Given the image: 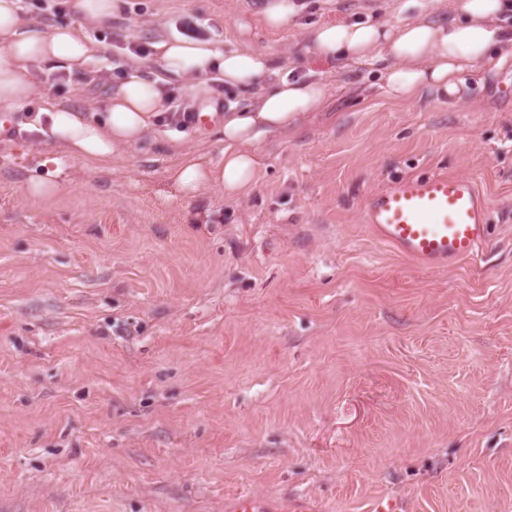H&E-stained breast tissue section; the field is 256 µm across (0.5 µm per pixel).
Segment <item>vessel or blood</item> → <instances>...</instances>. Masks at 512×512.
Segmentation results:
<instances>
[{
	"instance_id": "b4317fda",
	"label": "vessel or blood",
	"mask_w": 512,
	"mask_h": 512,
	"mask_svg": "<svg viewBox=\"0 0 512 512\" xmlns=\"http://www.w3.org/2000/svg\"><path fill=\"white\" fill-rule=\"evenodd\" d=\"M364 219L380 242L426 269L477 257L489 240L487 203L467 176L399 180L369 199Z\"/></svg>"
}]
</instances>
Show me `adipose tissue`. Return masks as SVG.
Wrapping results in <instances>:
<instances>
[{
    "label": "adipose tissue",
    "mask_w": 512,
    "mask_h": 512,
    "mask_svg": "<svg viewBox=\"0 0 512 512\" xmlns=\"http://www.w3.org/2000/svg\"><path fill=\"white\" fill-rule=\"evenodd\" d=\"M122 0H72L79 25L45 31L23 27L16 0H0V104L24 107L34 92L33 71L49 66L84 68L92 49L82 22L100 21L119 12ZM512 42V0H452L440 20L408 18L336 22L317 26L301 47L340 65H378L387 94L408 103L425 94L455 93L468 73H481L502 62V45ZM161 73L145 80L131 77L110 95L105 111L51 106L46 110L50 135L69 156L97 170L107 169L123 148L142 143L162 116L171 80L210 78L240 92H253L255 106H229L220 126L224 150L216 162L169 139L171 178L193 194L207 186L223 188L235 198L255 182L258 149L267 135L294 132L305 112L327 105L328 85L321 80L282 73L275 55L264 51L226 50L208 40L176 37L157 46Z\"/></svg>",
    "instance_id": "1"
}]
</instances>
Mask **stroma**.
I'll list each match as a JSON object with an SVG mask.
<instances>
[{
    "mask_svg": "<svg viewBox=\"0 0 512 512\" xmlns=\"http://www.w3.org/2000/svg\"><path fill=\"white\" fill-rule=\"evenodd\" d=\"M266 0H123L83 25L108 79L37 69L0 134V512H230L232 497L313 512H512V44L447 98L401 103L372 66L338 70L297 46L325 22L438 19L435 0H301L268 28ZM193 20L227 50H258L329 82L325 111L261 144L254 185L186 195L160 126L108 171L30 123L47 104L103 111L153 47ZM122 37H114V29ZM168 90L207 125L182 135L212 159L228 104ZM64 189L26 193L41 157ZM477 184L492 240L428 270L364 224L393 180Z\"/></svg>",
    "mask_w": 512,
    "mask_h": 512,
    "instance_id": "35a3bbf8",
    "label": "stroma"
}]
</instances>
